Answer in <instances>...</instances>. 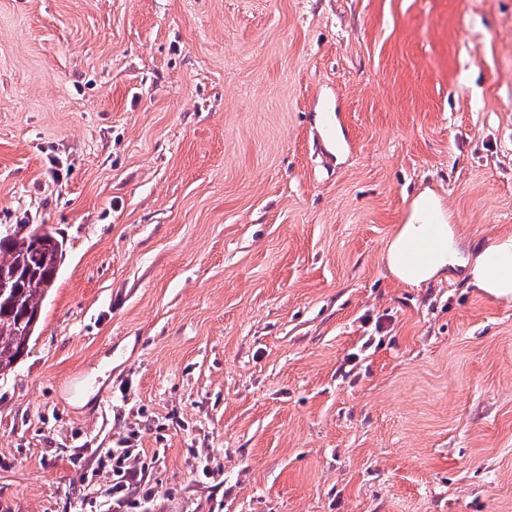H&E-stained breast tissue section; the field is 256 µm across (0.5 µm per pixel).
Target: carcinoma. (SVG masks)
<instances>
[{"instance_id": "1", "label": "carcinoma", "mask_w": 512, "mask_h": 512, "mask_svg": "<svg viewBox=\"0 0 512 512\" xmlns=\"http://www.w3.org/2000/svg\"><path fill=\"white\" fill-rule=\"evenodd\" d=\"M63 258L56 233L0 234V376L27 352L43 302L54 287Z\"/></svg>"}]
</instances>
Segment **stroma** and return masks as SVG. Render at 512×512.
<instances>
[{
    "instance_id": "35a3bbf8",
    "label": "stroma",
    "mask_w": 512,
    "mask_h": 512,
    "mask_svg": "<svg viewBox=\"0 0 512 512\" xmlns=\"http://www.w3.org/2000/svg\"><path fill=\"white\" fill-rule=\"evenodd\" d=\"M426 190L512 232V0H0V231L64 240L0 512H512V300L384 264ZM119 447L122 448H107L99 462L100 470L111 473L112 482L115 481L112 484L113 496L122 494L128 488L126 478L134 476L129 461L133 457L136 448H127L129 445Z\"/></svg>"
}]
</instances>
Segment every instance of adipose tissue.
<instances>
[{"mask_svg":"<svg viewBox=\"0 0 512 512\" xmlns=\"http://www.w3.org/2000/svg\"><path fill=\"white\" fill-rule=\"evenodd\" d=\"M439 210L431 193L413 200L406 223L397 227L385 249L393 280L407 288H423L459 278L491 300L512 299V233L477 247L458 225L427 223V215Z\"/></svg>","mask_w":512,"mask_h":512,"instance_id":"adipose-tissue-1","label":"adipose tissue"}]
</instances>
